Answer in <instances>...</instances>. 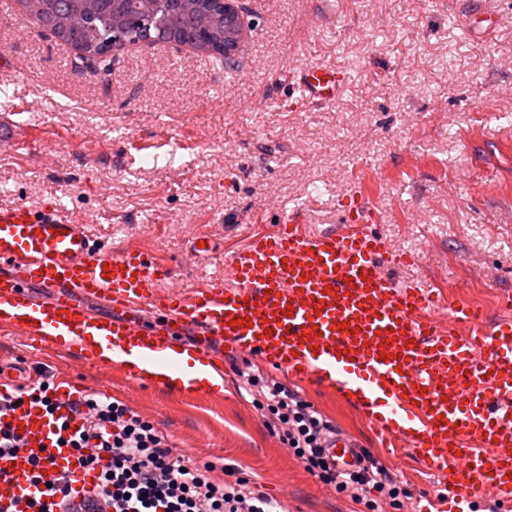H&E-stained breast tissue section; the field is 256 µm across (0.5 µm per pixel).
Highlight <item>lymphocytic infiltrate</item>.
Segmentation results:
<instances>
[{
    "label": "lymphocytic infiltrate",
    "mask_w": 512,
    "mask_h": 512,
    "mask_svg": "<svg viewBox=\"0 0 512 512\" xmlns=\"http://www.w3.org/2000/svg\"><path fill=\"white\" fill-rule=\"evenodd\" d=\"M268 410L284 424L282 441L308 469L356 502L376 512L368 488L387 489L396 483L377 463L356 474L332 472L324 464L323 442L334 427L288 387L267 384L262 393ZM100 435L95 451L82 456L84 467L99 472V498L110 512H278L276 503L249 487L246 480L218 481L173 455L167 437L122 402L90 393L82 399Z\"/></svg>",
    "instance_id": "obj_1"
}]
</instances>
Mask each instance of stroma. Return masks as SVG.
<instances>
[{
	"label": "stroma",
	"instance_id": "obj_1",
	"mask_svg": "<svg viewBox=\"0 0 512 512\" xmlns=\"http://www.w3.org/2000/svg\"><path fill=\"white\" fill-rule=\"evenodd\" d=\"M247 52L234 68L171 43L113 52L108 82L77 75L74 51L12 4L0 14V205L53 198L89 219L97 244L158 253L173 282L191 288L223 275L224 259L255 231L299 210L312 230L343 222L341 200L360 190L373 232L422 268L396 272L447 298L501 314L512 292V0H245ZM486 8L495 28L477 32ZM347 69L327 105L290 104L308 64ZM247 127L249 139L237 137ZM50 155L10 147L14 131ZM92 143H83L82 134ZM209 255L189 261L193 236ZM213 350L223 389L181 397L66 353L41 355L0 331L14 368L66 374L86 391H111L164 432L180 455L249 479L285 512H367L308 471L272 431L236 369L279 382L349 433L385 467L399 495L383 512H417L443 496L441 476L387 458L351 406L314 384L288 382L258 356Z\"/></svg>",
	"mask_w": 512,
	"mask_h": 512
}]
</instances>
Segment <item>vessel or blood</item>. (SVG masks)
<instances>
[{"label": "vessel or blood", "mask_w": 512, "mask_h": 512, "mask_svg": "<svg viewBox=\"0 0 512 512\" xmlns=\"http://www.w3.org/2000/svg\"><path fill=\"white\" fill-rule=\"evenodd\" d=\"M346 82L328 66L295 77L305 104L335 101ZM375 221L357 191L336 230L313 233L301 213H283L274 230L232 252L223 277L184 289L163 285L167 265L143 251L99 247L56 200L0 205V330L184 396L198 391L190 368L223 378L224 361L210 348L222 340L295 380L322 384L392 448L441 470L447 512H467L479 492L511 502L512 320L488 326L468 304L449 307L437 292L397 286L390 269L419 260L370 232ZM91 300L107 303L111 315L90 312ZM149 314L162 323L145 325ZM243 317L250 326L240 325ZM459 322L470 325L466 337ZM479 348L485 358H476ZM81 395L61 376L50 395L55 412L29 397L0 414V427L27 443L0 457V512L41 494L28 479L32 452L46 472L67 474L78 494L94 492L97 471L59 443L89 428L73 410ZM358 453L344 433L325 448L330 466L346 471Z\"/></svg>", "instance_id": "obj_1"}]
</instances>
